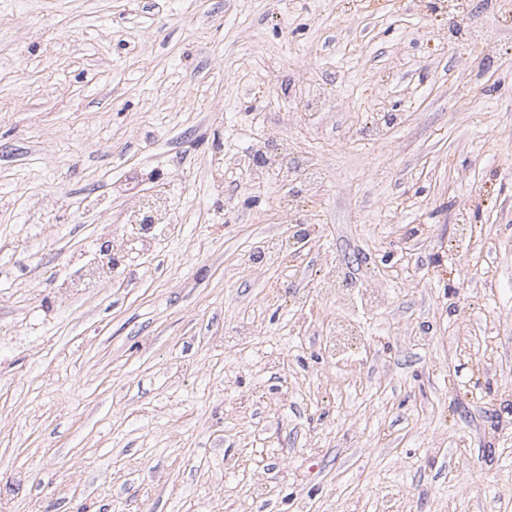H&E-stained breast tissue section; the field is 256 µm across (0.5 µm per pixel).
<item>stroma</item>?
Returning <instances> with one entry per match:
<instances>
[{"label":"stroma","instance_id":"35a3bbf8","mask_svg":"<svg viewBox=\"0 0 512 512\" xmlns=\"http://www.w3.org/2000/svg\"><path fill=\"white\" fill-rule=\"evenodd\" d=\"M349 7L0 0V512H512V0H473L478 46L437 0ZM271 134L327 176L304 250L258 263L288 238V182L248 176ZM339 266L386 290L354 372L320 350ZM452 264L458 271L457 277V288H460L458 292V301L461 310L467 307V288L471 283L472 268L470 263L469 254L464 250H458L452 256Z\"/></svg>","mask_w":512,"mask_h":512}]
</instances>
